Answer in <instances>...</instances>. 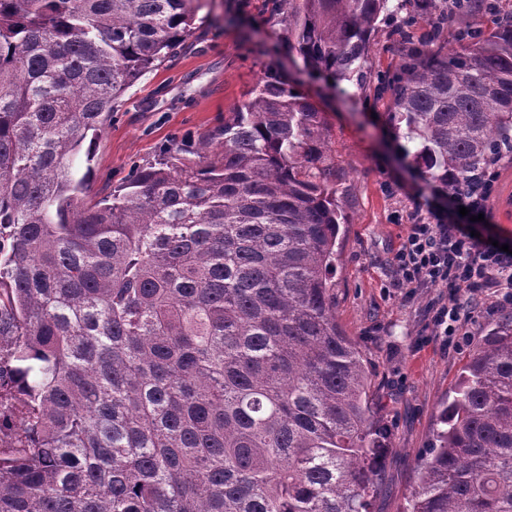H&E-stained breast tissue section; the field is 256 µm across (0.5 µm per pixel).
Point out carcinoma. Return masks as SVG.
I'll use <instances>...</instances> for the list:
<instances>
[{
  "label": "carcinoma",
  "mask_w": 512,
  "mask_h": 512,
  "mask_svg": "<svg viewBox=\"0 0 512 512\" xmlns=\"http://www.w3.org/2000/svg\"><path fill=\"white\" fill-rule=\"evenodd\" d=\"M311 73L367 80L387 0H276ZM377 95L425 176L512 159V15L417 0ZM200 0H0V512H370L386 448L329 272L343 192L323 113L258 82L195 158L102 199L73 159L194 34ZM456 29L453 43L447 32ZM408 512H512V312L470 352Z\"/></svg>",
  "instance_id": "1"
}]
</instances>
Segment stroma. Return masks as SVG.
<instances>
[{
    "mask_svg": "<svg viewBox=\"0 0 512 512\" xmlns=\"http://www.w3.org/2000/svg\"><path fill=\"white\" fill-rule=\"evenodd\" d=\"M416 12L413 0H388L367 59L373 77L398 67L389 34ZM195 27L171 61L118 98L111 121L93 139L92 161L77 159L73 171L89 175L92 195L107 196L171 144L196 149L268 74L316 104L331 129L336 181L345 193L347 222L340 227L331 272L336 319L361 346L372 375V406L389 436L380 464L385 489L371 509L404 512L468 355L448 350L425 328V303L447 297L446 287L410 292L390 285L409 217L428 215L440 200L410 156L414 143L390 125L374 83L333 84L310 76L289 52L288 16L274 13L272 0H201ZM496 170L489 230L511 243L512 161L502 160Z\"/></svg>",
    "mask_w": 512,
    "mask_h": 512,
    "instance_id": "35a3bbf8",
    "label": "stroma"
}]
</instances>
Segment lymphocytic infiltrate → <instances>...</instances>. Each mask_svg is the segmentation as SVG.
Here are the masks:
<instances>
[{
    "label": "lymphocytic infiltrate",
    "mask_w": 512,
    "mask_h": 512,
    "mask_svg": "<svg viewBox=\"0 0 512 512\" xmlns=\"http://www.w3.org/2000/svg\"><path fill=\"white\" fill-rule=\"evenodd\" d=\"M497 182L489 171L481 189L463 192L448 188V211L435 220L413 217L407 235L393 258L397 288H432L443 285L453 302H432L436 335L455 348L469 341V305L489 295L490 312L512 310V254L492 245L488 229L476 216L486 213ZM467 216H460V209Z\"/></svg>",
    "instance_id": "f902f5d3"
}]
</instances>
